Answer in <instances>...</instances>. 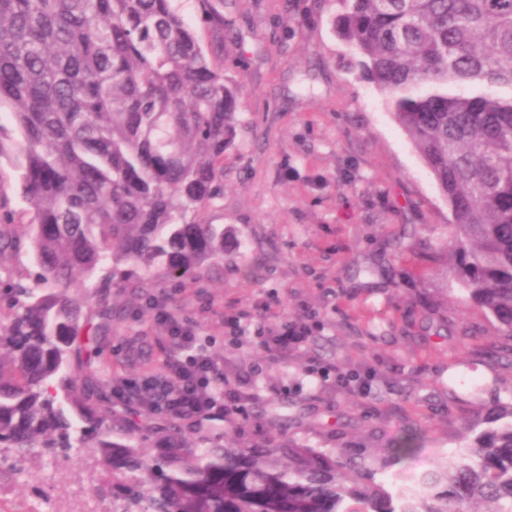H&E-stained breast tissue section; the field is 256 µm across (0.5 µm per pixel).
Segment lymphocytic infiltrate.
Returning a JSON list of instances; mask_svg holds the SVG:
<instances>
[{
  "label": "lymphocytic infiltrate",
  "instance_id": "1",
  "mask_svg": "<svg viewBox=\"0 0 512 512\" xmlns=\"http://www.w3.org/2000/svg\"><path fill=\"white\" fill-rule=\"evenodd\" d=\"M157 321L165 325L174 351L164 369L149 371L136 379H118L112 387L114 402L137 404L147 414L165 420L186 416L201 422L233 421L246 404L254 401L255 379L246 371L235 379L224 376V359L214 353L194 324L178 317L161 298L151 299ZM246 315L228 312L222 318L224 333L235 346L255 343L270 353L288 355L306 345L309 326L288 320L248 333Z\"/></svg>",
  "mask_w": 512,
  "mask_h": 512
}]
</instances>
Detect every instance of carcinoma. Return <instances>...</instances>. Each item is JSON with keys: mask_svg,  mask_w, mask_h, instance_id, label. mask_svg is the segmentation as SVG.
Wrapping results in <instances>:
<instances>
[{"mask_svg": "<svg viewBox=\"0 0 512 512\" xmlns=\"http://www.w3.org/2000/svg\"><path fill=\"white\" fill-rule=\"evenodd\" d=\"M338 37L386 97L452 214L439 259L512 342V0H342ZM195 0L210 48L176 0H0V108L22 200L0 185V449H92L123 512H512V393L459 428L418 474L429 428L372 448L317 450L273 432L208 446L171 425L135 440L97 401L81 336L112 329L110 289L134 269L194 277L224 259V198L241 86L224 78V16ZM26 257L36 268L4 261ZM96 294L72 291L75 275ZM99 306L100 323L88 315Z\"/></svg>", "mask_w": 512, "mask_h": 512, "instance_id": "carcinoma-1", "label": "carcinoma"}]
</instances>
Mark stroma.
Here are the masks:
<instances>
[{
  "mask_svg": "<svg viewBox=\"0 0 512 512\" xmlns=\"http://www.w3.org/2000/svg\"><path fill=\"white\" fill-rule=\"evenodd\" d=\"M341 0H224V75L243 87L234 143L224 153V201L209 212L225 230L224 259L186 283L133 277L113 289L112 330L86 337L100 345L104 387L113 374L135 376L172 355L166 331L147 305L171 307L211 335L227 356L226 375L258 362L257 404L234 423L177 421L210 445L262 437L269 423L258 406L289 398L308 426L297 440L333 448L368 439L402 419L432 423L423 460L453 449L462 419L476 410L469 387L512 388V363L483 355L495 325L457 292L434 295L452 215L439 188L334 32ZM276 304L289 321H320L300 352L280 359L256 346L224 351V312ZM368 376L358 393L337 385L335 370ZM454 384L462 402L438 394ZM82 450L66 463L32 449L21 468L0 469V512L66 484Z\"/></svg>",
  "mask_w": 512,
  "mask_h": 512,
  "instance_id": "1",
  "label": "stroma"
}]
</instances>
